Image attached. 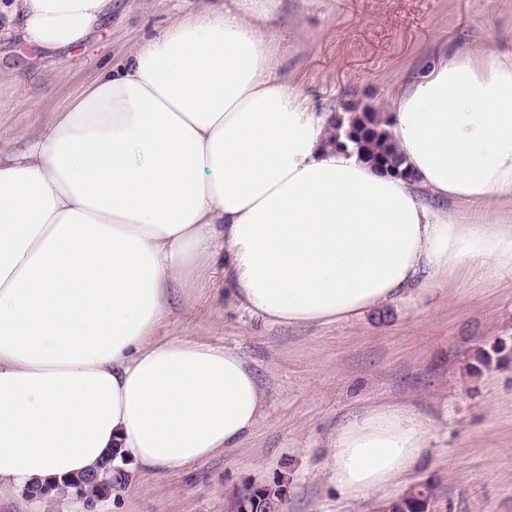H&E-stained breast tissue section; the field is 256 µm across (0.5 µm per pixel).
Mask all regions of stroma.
Segmentation results:
<instances>
[{
  "label": "stroma",
  "mask_w": 512,
  "mask_h": 512,
  "mask_svg": "<svg viewBox=\"0 0 512 512\" xmlns=\"http://www.w3.org/2000/svg\"><path fill=\"white\" fill-rule=\"evenodd\" d=\"M282 45L299 91L323 111H391L397 93L443 52L482 46L512 53V0H287ZM202 0H116L84 45L48 57L0 36V155L23 151L55 113L104 69L176 14ZM29 98L36 105L21 104ZM222 257L173 282L160 333L236 349L252 366L263 411L240 446L161 475L131 471L95 512H224L248 481L287 472L285 512H375L428 484L451 512H512V273L480 277L461 266L429 298H402L339 322L276 324L225 291ZM491 364L464 371L478 350ZM399 403L426 417L434 440L425 464L390 487L348 500L325 485L337 426L351 414ZM0 512H85L70 493L0 495Z\"/></svg>",
  "instance_id": "1"
}]
</instances>
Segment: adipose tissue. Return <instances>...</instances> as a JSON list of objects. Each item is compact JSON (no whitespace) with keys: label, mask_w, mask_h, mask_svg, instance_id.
<instances>
[{"label":"adipose tissue","mask_w":512,"mask_h":512,"mask_svg":"<svg viewBox=\"0 0 512 512\" xmlns=\"http://www.w3.org/2000/svg\"><path fill=\"white\" fill-rule=\"evenodd\" d=\"M284 0H212L99 74L25 153L0 159V487L94 469H179L239 447L263 407L234 350L162 337L172 282L217 251L245 309L348 320L460 264L512 271V56L445 54L385 128L412 173L331 146L333 115L289 82ZM0 30L85 43L112 0H8ZM428 190L424 203L419 190ZM476 210L466 223L447 209ZM404 405L356 413L324 464L358 499L424 459Z\"/></svg>","instance_id":"1"}]
</instances>
